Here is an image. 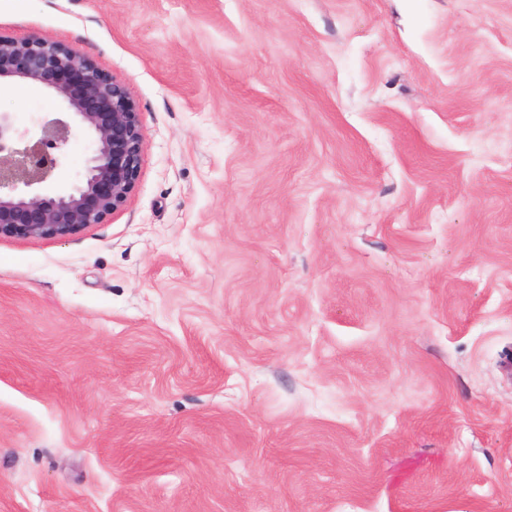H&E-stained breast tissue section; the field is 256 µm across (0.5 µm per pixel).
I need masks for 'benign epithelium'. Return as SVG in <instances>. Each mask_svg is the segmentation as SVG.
<instances>
[{"mask_svg": "<svg viewBox=\"0 0 512 512\" xmlns=\"http://www.w3.org/2000/svg\"><path fill=\"white\" fill-rule=\"evenodd\" d=\"M43 85L70 115L20 130L0 112V240L64 239L101 224L135 189L144 134L126 89L84 54L39 33L0 34V86ZM77 136L91 140L81 179L48 186L63 149Z\"/></svg>", "mask_w": 512, "mask_h": 512, "instance_id": "obj_1", "label": "benign epithelium"}]
</instances>
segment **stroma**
Listing matches in <instances>:
<instances>
[{
	"instance_id": "35a3bbf8",
	"label": "stroma",
	"mask_w": 512,
	"mask_h": 512,
	"mask_svg": "<svg viewBox=\"0 0 512 512\" xmlns=\"http://www.w3.org/2000/svg\"><path fill=\"white\" fill-rule=\"evenodd\" d=\"M0 33L145 135L124 209L0 241V512H512V0H0Z\"/></svg>"
}]
</instances>
